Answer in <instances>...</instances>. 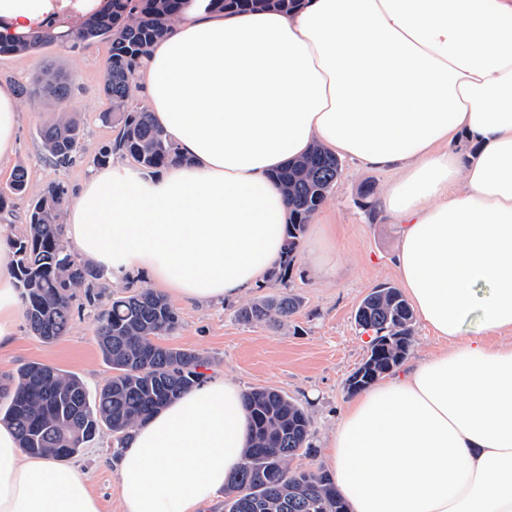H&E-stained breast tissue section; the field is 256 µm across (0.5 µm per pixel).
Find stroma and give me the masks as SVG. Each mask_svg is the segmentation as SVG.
I'll return each mask as SVG.
<instances>
[{"label": "stroma", "instance_id": "obj_1", "mask_svg": "<svg viewBox=\"0 0 512 512\" xmlns=\"http://www.w3.org/2000/svg\"><path fill=\"white\" fill-rule=\"evenodd\" d=\"M109 50L108 43L95 41L0 57V84L30 85L49 66L74 84L61 105L47 97L19 99L15 154L0 166V191L6 190L17 167L28 172L27 195L12 198L0 211V225H10L12 237L27 228L31 198L51 182L71 191L88 175L94 156L111 146L117 128L101 118L107 107L102 85ZM62 112L79 122L83 149L71 164L56 167L45 155L39 131ZM341 164L335 186L306 227L290 273L289 289L301 297L302 305L287 325L246 323L237 316L243 304L277 293L273 280L267 279L237 300L174 302L179 326L158 339L161 345L202 354L210 362L208 376L231 379L247 391L273 388L300 404L311 419L315 448L314 454L295 459V467L303 469L324 467L325 441L351 398L347 381L368 354L370 336L354 319L359 303L371 288L398 283L394 258L401 227L380 212L379 199L400 172L369 169L349 158ZM368 185L373 193L366 198L362 191ZM72 307V326L56 341H45L20 325L14 347L0 352L1 383L21 364L37 361L77 374L88 394L96 395L112 376L95 336L101 309L88 306L81 296ZM118 453L105 430L68 460L88 475L101 512H123L115 476Z\"/></svg>", "mask_w": 512, "mask_h": 512}]
</instances>
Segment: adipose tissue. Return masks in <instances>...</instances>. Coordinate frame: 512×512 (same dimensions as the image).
<instances>
[{
	"label": "adipose tissue",
	"mask_w": 512,
	"mask_h": 512,
	"mask_svg": "<svg viewBox=\"0 0 512 512\" xmlns=\"http://www.w3.org/2000/svg\"><path fill=\"white\" fill-rule=\"evenodd\" d=\"M60 9L0 0V34ZM137 75L181 160L145 176L92 168L67 241L183 303L233 299L282 257L280 169L316 144L401 168L381 195L402 226L395 265L445 346L350 400L325 463L350 512H512V343L486 341L512 333V0H301L288 13L185 0ZM10 232L0 225V350L22 314ZM250 437L243 389L203 378L120 451L124 512H199ZM0 512L101 505L79 468L30 455L0 421Z\"/></svg>",
	"instance_id": "obj_1"
}]
</instances>
